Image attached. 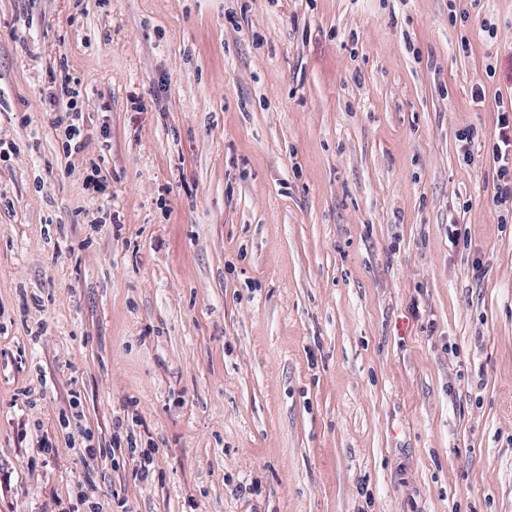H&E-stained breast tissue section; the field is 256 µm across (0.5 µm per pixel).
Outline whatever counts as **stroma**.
<instances>
[{
  "mask_svg": "<svg viewBox=\"0 0 512 512\" xmlns=\"http://www.w3.org/2000/svg\"><path fill=\"white\" fill-rule=\"evenodd\" d=\"M510 97L512 0H0V512H512ZM500 107L497 143L492 146L493 158L504 162L497 170V179L493 186V202L498 206L505 205L512 199V161L510 167L507 161L509 151L512 156V98L509 106L502 102Z\"/></svg>",
  "mask_w": 512,
  "mask_h": 512,
  "instance_id": "obj_1",
  "label": "stroma"
}]
</instances>
